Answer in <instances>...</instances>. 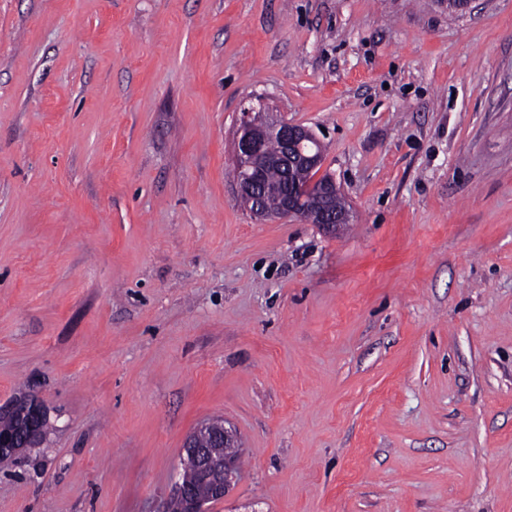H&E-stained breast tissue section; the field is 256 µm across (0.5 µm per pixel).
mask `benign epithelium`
<instances>
[{"label": "benign epithelium", "mask_w": 512, "mask_h": 512, "mask_svg": "<svg viewBox=\"0 0 512 512\" xmlns=\"http://www.w3.org/2000/svg\"><path fill=\"white\" fill-rule=\"evenodd\" d=\"M261 117H266V113L254 111L251 104L241 105L233 153L234 178L241 196H257L264 192L260 173L248 170L247 164L248 158L264 151L263 143L251 136L252 128ZM268 131L280 146L278 154L268 158L269 164L290 171L295 167L302 168L311 173L321 167L323 156L316 150L321 142L311 130L298 124L275 120L269 124ZM336 192V181L330 176L322 177L318 183L309 181L304 185L290 184L288 198L278 201L276 216L281 219H300L334 231L337 225L351 222L349 208H336ZM0 416H14L20 421L18 432L0 434V453L34 448L44 442L47 413L37 398L29 396L5 407L0 406ZM199 430L210 434L212 448L236 447L237 434L229 427L223 425L215 429L210 424H204L199 426ZM184 451L194 459L201 482L209 487L208 499L222 500L228 496L239 477L236 458L226 455L224 461H216L207 449L194 447L190 439L185 441ZM206 500L198 497L191 486L177 483L162 512H171L173 509L176 512H204Z\"/></svg>", "instance_id": "benign-epithelium-1"}]
</instances>
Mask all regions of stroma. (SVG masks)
<instances>
[{
    "mask_svg": "<svg viewBox=\"0 0 512 512\" xmlns=\"http://www.w3.org/2000/svg\"><path fill=\"white\" fill-rule=\"evenodd\" d=\"M313 130L352 221L257 219L237 112ZM0 512H512V0H0ZM262 107V109L270 110L269 106L264 104H262ZM254 109L253 105H246V101L242 103L234 136V178L238 195L241 196H258L264 192L260 172L252 173L251 170H248L249 164L246 161L249 157L260 155L264 151L263 143L253 139L250 132L258 123L260 117H265L264 120L267 119L266 114L269 112L262 109L252 112ZM0 416H14L20 421L17 433L0 434V453L34 448L44 442L48 427L47 413L37 398L29 396L8 406H0ZM199 431L209 432L210 448H215L220 454H224L226 450L227 454L234 455L238 459L237 434L230 427L222 425L218 429H214L211 424H204L197 428L196 433ZM183 452H187L194 459L199 479L210 489L209 496L205 499L199 498L195 490L187 485H197V475L194 467L183 463L180 481L185 484H175L172 497L161 512H171L173 509L177 512H204L206 501L224 499L239 477V467L233 456L224 455L223 463L216 461L209 455L206 447L194 448L192 438L185 441Z\"/></svg>",
    "mask_w": 512,
    "mask_h": 512,
    "instance_id": "1",
    "label": "stroma"
}]
</instances>
